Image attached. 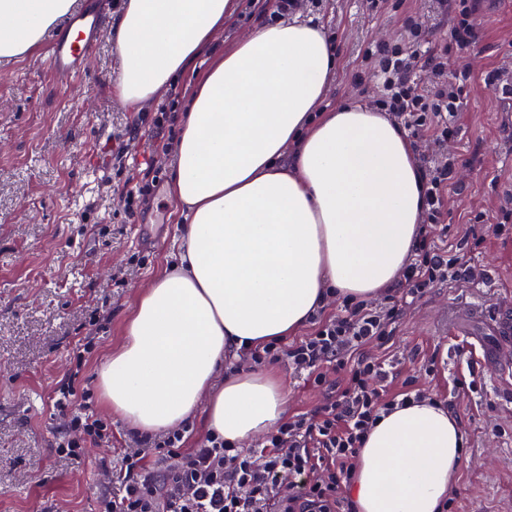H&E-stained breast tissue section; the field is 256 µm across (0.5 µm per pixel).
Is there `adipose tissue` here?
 Listing matches in <instances>:
<instances>
[{
    "instance_id": "1",
    "label": "adipose tissue",
    "mask_w": 512,
    "mask_h": 512,
    "mask_svg": "<svg viewBox=\"0 0 512 512\" xmlns=\"http://www.w3.org/2000/svg\"><path fill=\"white\" fill-rule=\"evenodd\" d=\"M73 0H0V57L36 49ZM230 0H123L112 28L115 86L132 112L223 29ZM336 48L311 22L257 27L206 72L175 144L170 192L183 214L179 263L138 300L122 345L99 369L132 430L183 423L241 445L288 409L268 373L231 374L232 348L293 335L329 296L392 287L421 233L423 173L402 127L374 108L320 113ZM458 419L411 402L368 433L349 493L357 512H441L463 463Z\"/></svg>"
}]
</instances>
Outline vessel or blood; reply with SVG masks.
Returning a JSON list of instances; mask_svg holds the SVG:
<instances>
[{
  "label": "vessel or blood",
  "instance_id": "1",
  "mask_svg": "<svg viewBox=\"0 0 512 512\" xmlns=\"http://www.w3.org/2000/svg\"><path fill=\"white\" fill-rule=\"evenodd\" d=\"M101 4L102 0H76L70 16L49 43L46 64L65 87H73L82 78L89 55L106 35ZM472 311L494 338L492 347H481L480 365L503 382L512 381V363L503 358L504 351L512 348V314L482 302L474 304Z\"/></svg>",
  "mask_w": 512,
  "mask_h": 512
}]
</instances>
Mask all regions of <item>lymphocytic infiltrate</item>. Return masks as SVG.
Returning <instances> with one entry per match:
<instances>
[{
    "label": "lymphocytic infiltrate",
    "instance_id": "obj_1",
    "mask_svg": "<svg viewBox=\"0 0 512 512\" xmlns=\"http://www.w3.org/2000/svg\"><path fill=\"white\" fill-rule=\"evenodd\" d=\"M479 0H442L450 36L439 49L424 48L423 31L411 28L403 44H373L364 51L382 80L376 107L404 121L414 137L445 144L459 132L458 112L468 72L448 74L453 49L476 47L481 34L474 23ZM428 85H420V73ZM454 156L442 154L424 163L423 221L443 223L448 214V189ZM482 270L464 248L438 247L421 235L400 284L382 302L344 298L336 315L316 312L306 336L272 340L243 349L253 366L286 361L304 384L323 389V400L292 414L268 432L257 450L244 453L215 432L197 447H187L191 424L159 435L140 437L125 449L112 473V490L98 500V512H356L341 497L342 485L355 476L359 450L382 413L429 391L406 386L393 393V380L375 348L384 346L405 310L434 288L483 279ZM337 379H330L329 370ZM92 395L75 382L62 385L53 408L64 425L59 454L76 459L86 441L110 442V425L88 408ZM176 457L168 465V457Z\"/></svg>",
    "mask_w": 512,
    "mask_h": 512
}]
</instances>
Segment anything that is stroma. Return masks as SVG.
Segmentation results:
<instances>
[{
    "label": "stroma",
    "instance_id": "obj_1",
    "mask_svg": "<svg viewBox=\"0 0 512 512\" xmlns=\"http://www.w3.org/2000/svg\"><path fill=\"white\" fill-rule=\"evenodd\" d=\"M292 17L322 25L337 50L323 99L331 107L379 97L377 73L363 59L370 43H396L412 26L432 43L448 31L428 0H383L375 12L367 0H300ZM262 21L231 0L223 30L138 112L115 90L111 39L94 50L77 91L54 83L45 47L0 60V512H97L112 466L133 447L132 431L102 397L98 368L122 343L142 292L177 260L182 217L170 175L179 128L156 133L150 118L163 106L184 112L213 60ZM475 22L480 44L448 59L449 72L471 76L459 134L444 147L425 137L415 147L421 157L456 154L448 215L430 232L439 243L471 245L485 278L436 288L410 307L384 355L396 390L412 378L445 397L470 375L484 378L483 392L459 395L454 409L465 436L457 510L512 512V398L478 365L470 337L443 330L448 317L467 319L478 300L512 310V240L490 235L475 247L467 226L512 194V98L484 82L496 68L512 77V0H482ZM146 173L156 180L152 193L128 206ZM87 336L93 346L80 365L76 348ZM430 358L432 377L421 369ZM72 375L92 393L93 415L112 428L111 443L88 445L76 460L56 453L62 422L52 412Z\"/></svg>",
    "mask_w": 512,
    "mask_h": 512
}]
</instances>
